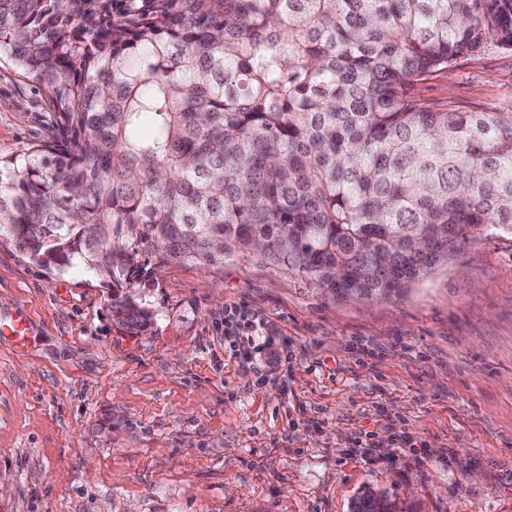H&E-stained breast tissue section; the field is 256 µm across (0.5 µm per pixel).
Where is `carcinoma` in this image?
<instances>
[{"label": "carcinoma", "mask_w": 512, "mask_h": 512, "mask_svg": "<svg viewBox=\"0 0 512 512\" xmlns=\"http://www.w3.org/2000/svg\"><path fill=\"white\" fill-rule=\"evenodd\" d=\"M512 0H0V59L55 107L0 223L39 265L112 290L139 258L221 248L345 298L389 299L486 225L512 233V110L414 86L489 42ZM397 512L364 493L356 512Z\"/></svg>", "instance_id": "cac0c4a2"}]
</instances>
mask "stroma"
<instances>
[{"mask_svg":"<svg viewBox=\"0 0 512 512\" xmlns=\"http://www.w3.org/2000/svg\"><path fill=\"white\" fill-rule=\"evenodd\" d=\"M512 108L494 44L414 89ZM52 106L0 62V178L52 142ZM94 274L39 266L0 225V512H512V235L492 227L402 296L353 302L260 260L149 258L130 320ZM265 320L241 347L224 312ZM288 353L287 371L255 365ZM32 335L30 321L25 314L18 313L8 321L0 319V340H10L15 347H25Z\"/></svg>","mask_w":512,"mask_h":512,"instance_id":"stroma-1","label":"stroma"}]
</instances>
